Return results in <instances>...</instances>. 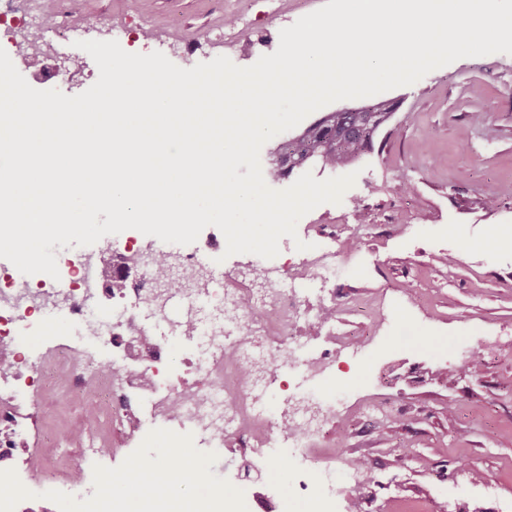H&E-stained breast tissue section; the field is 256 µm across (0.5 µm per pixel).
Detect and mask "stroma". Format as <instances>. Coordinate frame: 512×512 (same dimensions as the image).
<instances>
[{"label": "stroma", "mask_w": 512, "mask_h": 512, "mask_svg": "<svg viewBox=\"0 0 512 512\" xmlns=\"http://www.w3.org/2000/svg\"><path fill=\"white\" fill-rule=\"evenodd\" d=\"M326 0H43L42 11L67 6L73 22L123 25L122 48L154 52L147 31L200 33L196 58L224 53L226 17L245 12L254 29L280 32L277 10L298 20ZM401 105L374 138L372 153L342 168L309 167L324 180L354 175L339 203H324L285 237L271 266L288 270L304 254L296 241L324 251L335 244L336 286L347 300L336 326L355 340L374 336L347 368L345 383L306 382L302 391L330 393L349 407L325 439L345 457L363 461L364 497L352 494L343 462L333 463L340 512H393L392 499L423 512H512V347L487 354V337L512 335V54L458 59L412 85L385 93ZM141 252H178V245L129 229L91 246L70 244L69 259L99 257L111 244ZM385 324L372 335V308ZM59 344L79 346L112 365L110 348L77 335L69 320L43 322L24 346L38 357ZM479 355L465 366L462 350ZM24 428L13 471L28 491H47L27 464L45 436L66 443L83 422L53 424L50 408L29 402L14 409ZM211 468L243 493L264 486L279 512H309L293 492L299 469L291 449H273L260 466L236 473L215 449Z\"/></svg>", "instance_id": "1"}]
</instances>
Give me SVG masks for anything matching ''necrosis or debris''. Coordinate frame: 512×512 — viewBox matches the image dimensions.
I'll list each match as a JSON object with an SVG mask.
<instances>
[{
  "mask_svg": "<svg viewBox=\"0 0 512 512\" xmlns=\"http://www.w3.org/2000/svg\"><path fill=\"white\" fill-rule=\"evenodd\" d=\"M17 18L33 27L30 48L38 55L56 56V39L75 42L89 31L85 25L46 22L38 0H0V24ZM179 262L188 283L173 286L168 296L187 305V316L180 321L152 298L164 272L157 264L113 289L123 311L109 324L87 299L84 262H70L63 284L36 288L26 297L20 296L14 280L0 281V381L9 388L8 404L0 405V423L9 424L13 436L20 434L12 402L47 405L62 392L85 411L82 445L62 453L46 451L31 462L32 470L59 467L68 475L67 489L81 493L91 463L108 446V434L131 438L147 421L192 433L204 447L221 448L247 461L271 448L310 455L320 447L316 425L335 417V400L311 395L297 408L288 396L281 407H273L263 375L275 350L287 352L301 377L317 379L334 376L338 358L353 354L354 342L336 328L326 331L323 347L313 352L301 333L309 318L325 322L336 314L339 301L330 287L336 267L329 253L304 260L276 282L268 280L265 265H257L235 285L217 280L195 253L181 254ZM51 309L66 311L79 329L111 347L112 369L89 368L83 352L69 346L31 360L20 334L35 328L38 315ZM171 336L197 342L188 362L196 378L192 385L179 387L165 377L162 359ZM113 389L135 396L141 404L139 415H127L123 404L108 399ZM12 438H0V458H11Z\"/></svg>",
  "mask_w": 512,
  "mask_h": 512,
  "instance_id": "obj_1",
  "label": "necrosis or debris"
}]
</instances>
